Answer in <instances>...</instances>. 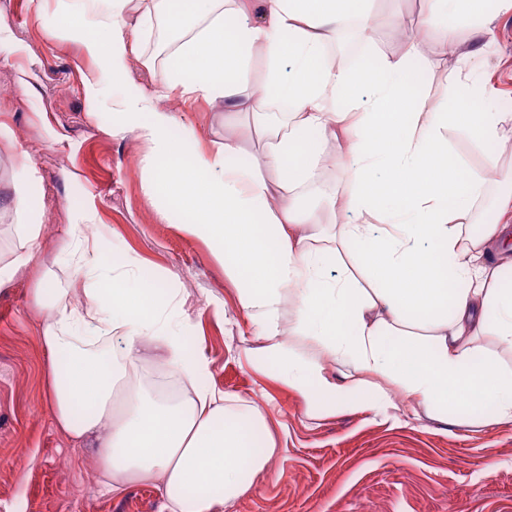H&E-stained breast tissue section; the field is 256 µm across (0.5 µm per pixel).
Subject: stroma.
<instances>
[{
	"label": "stroma",
	"mask_w": 512,
	"mask_h": 512,
	"mask_svg": "<svg viewBox=\"0 0 512 512\" xmlns=\"http://www.w3.org/2000/svg\"><path fill=\"white\" fill-rule=\"evenodd\" d=\"M59 0H0V259L19 245L17 225L26 216L12 204L21 184L38 191L42 230L37 260L0 290V457L14 460L0 471V512H162L157 482L130 485L123 496L107 492L96 451L79 447L59 431L49 399L48 356L40 340L47 312L34 290L46 276L80 303L56 263L62 229L77 210L94 212L114 257L135 252L146 271L171 275L182 309L193 325L192 350L208 364V382L239 404L259 408L276 442V452L250 490L224 512H512V424L496 422L493 411L479 416L412 415L408 400L391 390V407L362 414L339 410L316 414L277 376L247 360L257 348L250 319L237 312L236 292L222 265L203 241L178 226L185 215L164 209L147 189L140 162L146 145L135 134L110 135L108 102L117 86L86 57L74 29L57 22ZM426 0H374L373 37L358 65L404 52L407 41L394 27L421 28L418 39L424 88L441 93L450 72L464 78L455 105L479 112L481 85L495 90V109L512 113V6L480 0L454 39L425 26ZM144 27L128 76L147 91L168 68L151 46ZM101 76V102L90 106L84 80ZM161 108L188 128L187 150H211L233 137L238 155L253 160L262 140L246 117L228 121L216 101L180 91L161 95ZM448 157L488 177L512 173V128L497 141L462 139L455 128L441 130Z\"/></svg>",
	"instance_id": "1"
}]
</instances>
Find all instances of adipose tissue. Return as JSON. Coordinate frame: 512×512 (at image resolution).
I'll return each instance as SVG.
<instances>
[{"label": "adipose tissue", "mask_w": 512, "mask_h": 512, "mask_svg": "<svg viewBox=\"0 0 512 512\" xmlns=\"http://www.w3.org/2000/svg\"><path fill=\"white\" fill-rule=\"evenodd\" d=\"M63 19L88 21L86 56L102 60L119 92L123 121L112 131L136 132L148 152L142 169L160 202L181 210L185 236L206 242L237 288V308L252 317L261 344L249 361L277 366L281 379L325 413H373L391 406L381 386L391 381L418 406L444 419L492 406L512 423V373L502 371L478 342L487 319L512 347V291L498 286L512 267V187L496 192V217L475 236L466 226L491 190L486 179L448 165L439 128L455 127L480 141L497 139L511 112H457L458 73L448 77L444 106L427 102L410 60L416 47L366 68L339 67L327 48L356 19L368 30L372 0H60ZM159 17L197 30L178 46L163 89L183 88L221 101L226 114H251L271 142L258 164L240 170L225 139L207 154L191 153L175 133L174 113L127 77L133 48L127 15ZM267 76L247 79L253 50ZM288 105L284 123L269 122L274 101ZM340 144L343 224L322 222L302 191L320 167V140ZM93 213L67 228L58 262L87 281L84 302L47 303L53 283L35 289L49 304L41 329L49 356L50 397L58 428L76 443L96 442L98 468L112 495L138 479L159 482L162 512H224L251 486L276 452L252 406L226 403L208 383V365L185 342L191 325L180 291L145 275L137 256L108 258L110 243L88 237ZM336 276H328L329 267ZM365 287H358V280ZM295 298L294 324L312 353L303 357L282 339L285 303ZM111 335L121 348L92 350V337ZM165 353L193 394L179 401L148 397L134 380L141 345ZM350 370L345 383L326 373L322 356Z\"/></svg>", "instance_id": "1"}]
</instances>
